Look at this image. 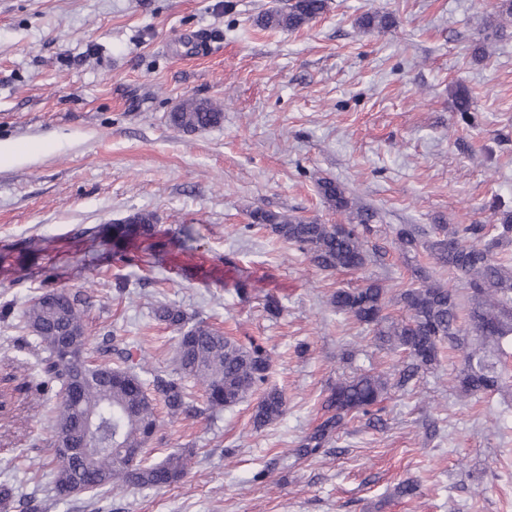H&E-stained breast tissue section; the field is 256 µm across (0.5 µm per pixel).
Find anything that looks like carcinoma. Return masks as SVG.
<instances>
[{
  "label": "carcinoma",
  "instance_id": "1",
  "mask_svg": "<svg viewBox=\"0 0 512 512\" xmlns=\"http://www.w3.org/2000/svg\"><path fill=\"white\" fill-rule=\"evenodd\" d=\"M328 0H285L264 10L256 24L267 30L295 31L322 15ZM391 23L386 13H367L357 19L359 28L383 29ZM221 106L205 99L187 98L167 116L170 127L201 132L218 126ZM318 191L333 211L347 215L346 224H322L286 212L256 208L251 224L269 230L279 240L305 253L322 271H363L371 262L367 245L373 233L372 215L354 204L335 181L321 179ZM157 219L136 212L122 224L112 225L117 239L114 255L128 264L139 257L163 252L158 243L141 245L154 235ZM400 250L423 248L437 265L464 281L460 290L427 274L420 282L399 290L396 296L405 317L390 320L384 314L386 288L372 278L356 288H338L331 295L336 312L373 328L381 346L406 355L395 370L396 382L384 372H365L336 384L323 400L327 417L296 448V454L317 453L348 419H375V407L390 390L412 381L420 371L439 361L443 345L461 353L458 388L462 395L477 396L502 384L500 354L512 342V267L500 250L512 243V211L502 213L501 223L460 224L438 227L431 239L419 241L413 231L396 232ZM86 299L64 289H52L35 298L22 312L24 328L42 347L44 376L59 386L60 399L50 419L53 483L76 493H99L114 486L160 490L187 473L188 458L172 452L162 461L145 458L146 447L161 426L157 405L172 419L194 418L201 413L189 389L201 387L213 414L231 408L257 391L255 428L265 427L285 412V398L275 388L262 389L271 370V357L259 345L247 347L219 330L195 320L180 309L159 304L154 317L177 333L174 371L140 378L129 357L114 362V345L99 347L98 359L87 360L90 336L84 317ZM95 421L92 451L80 453L87 441V415Z\"/></svg>",
  "mask_w": 512,
  "mask_h": 512
}]
</instances>
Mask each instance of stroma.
<instances>
[{
    "label": "stroma",
    "mask_w": 512,
    "mask_h": 512,
    "mask_svg": "<svg viewBox=\"0 0 512 512\" xmlns=\"http://www.w3.org/2000/svg\"><path fill=\"white\" fill-rule=\"evenodd\" d=\"M277 0H0V485L8 512L37 496L45 512H512V344L501 390L461 397L458 351L443 349L383 403V429L351 419L311 457L295 453L330 388L354 373L392 372L401 355L336 313L339 287L420 273L445 281L425 250L401 253L439 224H494L512 206V25L487 28L499 0H328L299 30L255 26ZM393 23L363 32L362 14ZM204 38L194 46L191 35ZM472 105L458 112L455 93ZM189 96L223 106L199 133L167 115ZM335 180L374 213L380 261L321 271L249 224L257 207L342 222L318 193ZM156 214L164 263H114L112 225ZM96 230L94 246L74 239ZM189 240L192 256L179 246ZM127 286L117 289L116 277ZM63 288L87 297L92 345L115 336L145 371H171L175 333L160 303L224 335L262 342L284 415L255 429V399L216 418L164 422L150 461L190 451L187 475L162 490L62 497L46 463L56 404L18 314ZM274 295L279 314L265 308ZM415 482L414 495L398 487Z\"/></svg>",
    "instance_id": "35a3bbf8"
}]
</instances>
